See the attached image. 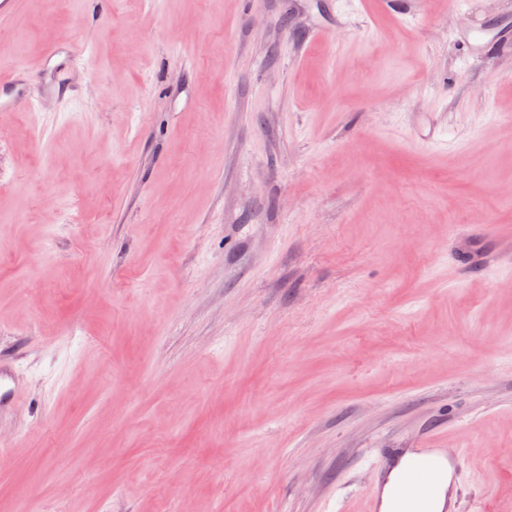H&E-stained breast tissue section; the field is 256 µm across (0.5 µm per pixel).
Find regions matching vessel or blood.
Here are the masks:
<instances>
[{
    "label": "vessel or blood",
    "mask_w": 512,
    "mask_h": 512,
    "mask_svg": "<svg viewBox=\"0 0 512 512\" xmlns=\"http://www.w3.org/2000/svg\"><path fill=\"white\" fill-rule=\"evenodd\" d=\"M422 462L395 480L380 479L370 491L372 512H420L422 502L443 499L441 512H455L452 489L442 488L436 478L438 470L448 472L456 481L464 454L447 448L422 449Z\"/></svg>",
    "instance_id": "vessel-or-blood-1"
}]
</instances>
